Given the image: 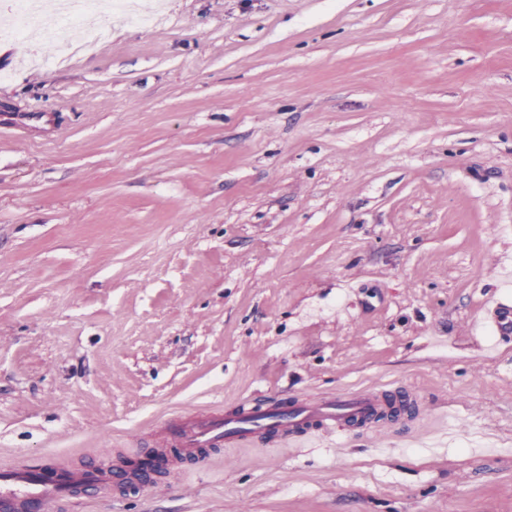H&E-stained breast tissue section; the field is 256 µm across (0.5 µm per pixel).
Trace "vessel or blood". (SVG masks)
<instances>
[{
	"instance_id": "obj_1",
	"label": "vessel or blood",
	"mask_w": 512,
	"mask_h": 512,
	"mask_svg": "<svg viewBox=\"0 0 512 512\" xmlns=\"http://www.w3.org/2000/svg\"><path fill=\"white\" fill-rule=\"evenodd\" d=\"M385 407L381 394L370 391L310 397L294 408L281 398L260 404L245 399L224 412H187L160 438L158 454L167 457L169 467L175 469L178 460L167 456L171 448L190 454L200 448H241L267 437L283 447L298 448L312 441L336 438L354 421L368 418ZM86 485L109 493L110 465L105 463L94 470L66 467L60 479L53 481L45 480L29 467L2 466L0 512H45L49 504L71 498L75 490Z\"/></svg>"
}]
</instances>
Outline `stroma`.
I'll use <instances>...</instances> for the list:
<instances>
[{
	"label": "stroma",
	"mask_w": 512,
	"mask_h": 512,
	"mask_svg": "<svg viewBox=\"0 0 512 512\" xmlns=\"http://www.w3.org/2000/svg\"><path fill=\"white\" fill-rule=\"evenodd\" d=\"M0 40V465L412 390L55 512H512V0H144ZM292 410L291 414L281 412ZM386 409L379 392L353 391L339 396L308 397L297 407L288 399L272 398L262 404L244 399L232 409L203 414L187 412L178 424L170 426L159 440V456L172 470L179 462L166 448H182L191 454L197 448H241L271 436L284 448L325 439H336L345 427Z\"/></svg>",
	"instance_id": "1"
}]
</instances>
